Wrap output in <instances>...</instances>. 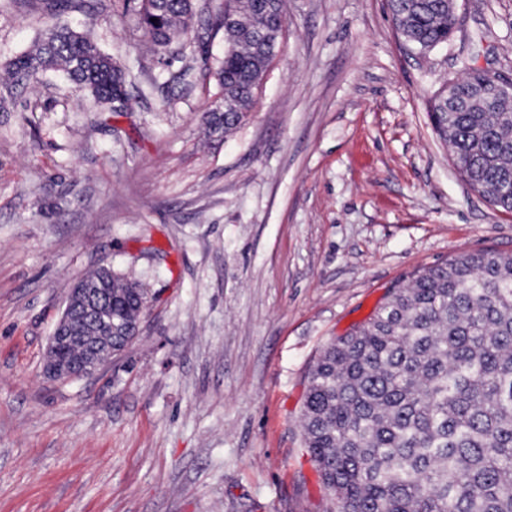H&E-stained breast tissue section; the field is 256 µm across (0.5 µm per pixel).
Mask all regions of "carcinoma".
I'll use <instances>...</instances> for the list:
<instances>
[{"mask_svg": "<svg viewBox=\"0 0 512 512\" xmlns=\"http://www.w3.org/2000/svg\"><path fill=\"white\" fill-rule=\"evenodd\" d=\"M396 33L426 52L443 46L457 20L445 0H386ZM281 24L270 0H224V57L215 68L224 112L209 133L236 128L271 63L249 22ZM139 29L158 53L193 42L201 26L189 0L140 7ZM12 75L59 69L101 105L121 108L127 75L68 26L46 32L9 63ZM457 92L480 74L461 62ZM446 112L434 131L471 189L512 211V93ZM112 295V322L140 327L145 296L111 270L84 277ZM305 448L338 512H512V255L480 251L417 272L364 323L327 344L309 374L301 419Z\"/></svg>", "mask_w": 512, "mask_h": 512, "instance_id": "1", "label": "carcinoma"}]
</instances>
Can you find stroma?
Listing matches in <instances>:
<instances>
[{"label":"stroma","instance_id":"35a3bbf8","mask_svg":"<svg viewBox=\"0 0 512 512\" xmlns=\"http://www.w3.org/2000/svg\"><path fill=\"white\" fill-rule=\"evenodd\" d=\"M458 4L420 54L384 0H285L247 118L210 138L223 32L169 65L124 0H0V512H335L300 427L321 349L423 268L512 254V212L430 119L460 60L512 78V0ZM64 23L126 67L123 112L7 74ZM104 265L144 290L140 335L50 378L68 291Z\"/></svg>","mask_w":512,"mask_h":512}]
</instances>
